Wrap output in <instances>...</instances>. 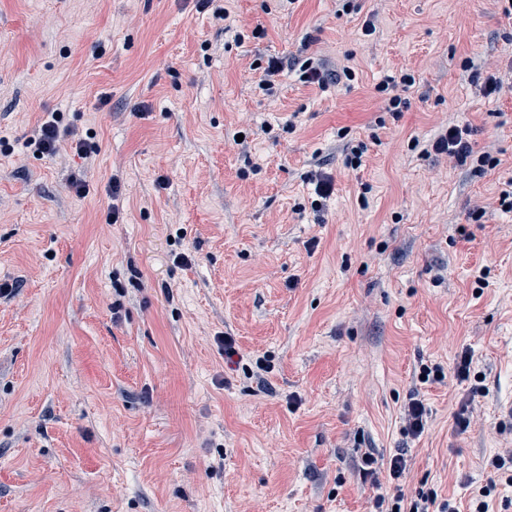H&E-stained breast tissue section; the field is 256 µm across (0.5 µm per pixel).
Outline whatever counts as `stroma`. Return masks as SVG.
Masks as SVG:
<instances>
[{"label":"stroma","instance_id":"stroma-1","mask_svg":"<svg viewBox=\"0 0 512 512\" xmlns=\"http://www.w3.org/2000/svg\"><path fill=\"white\" fill-rule=\"evenodd\" d=\"M357 4L223 0L239 42L196 0H0V283L14 287L0 297V512H365L366 452L384 482L404 453L405 494L425 483L462 510L490 480L512 448V212L497 201L512 97L486 96L461 62L507 63L512 17L490 0ZM308 34L354 82L300 80ZM271 57L284 68L269 97L252 64ZM405 69L410 107L382 119L375 86ZM51 112L99 153L27 148ZM451 124L499 166L476 176L412 150ZM315 169L335 187L318 213ZM259 357L262 392L245 371ZM430 363L444 383L414 386ZM415 390L417 438L403 432ZM426 408L421 400L411 396L404 407V433L414 437L419 436L424 430Z\"/></svg>","mask_w":512,"mask_h":512}]
</instances>
